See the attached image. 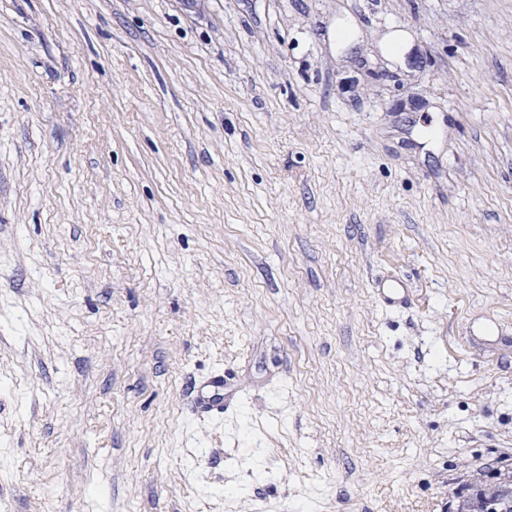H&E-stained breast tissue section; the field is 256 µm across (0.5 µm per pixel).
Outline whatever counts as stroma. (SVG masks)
I'll return each instance as SVG.
<instances>
[{
	"label": "stroma",
	"instance_id": "obj_1",
	"mask_svg": "<svg viewBox=\"0 0 512 512\" xmlns=\"http://www.w3.org/2000/svg\"><path fill=\"white\" fill-rule=\"evenodd\" d=\"M507 466L512 0H0V512H448ZM371 288L378 302L389 309L407 308L413 295L409 280L399 275L377 278ZM191 410L198 416H220L231 402L224 401V372L209 376L192 390Z\"/></svg>",
	"mask_w": 512,
	"mask_h": 512
}]
</instances>
